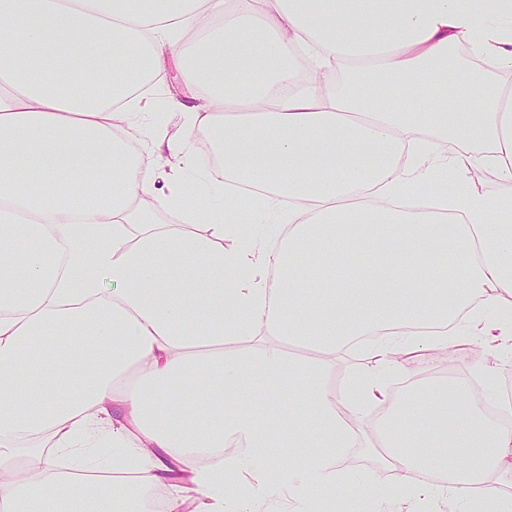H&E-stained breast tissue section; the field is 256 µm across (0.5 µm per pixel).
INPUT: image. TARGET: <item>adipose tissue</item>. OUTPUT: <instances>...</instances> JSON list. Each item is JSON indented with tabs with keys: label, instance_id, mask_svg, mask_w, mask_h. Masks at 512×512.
Here are the masks:
<instances>
[{
	"label": "adipose tissue",
	"instance_id": "obj_1",
	"mask_svg": "<svg viewBox=\"0 0 512 512\" xmlns=\"http://www.w3.org/2000/svg\"><path fill=\"white\" fill-rule=\"evenodd\" d=\"M194 38L174 140L146 127L147 87L161 47ZM462 40L483 68L451 57ZM492 70L512 72V0H0V512H144L159 486L167 512H258L270 469L317 512L357 429L287 342L373 337L358 406L417 347L512 342V196L474 181L512 183ZM200 130L211 181L255 189L278 245L188 183ZM257 379L283 388L251 399ZM404 427L383 435L404 477L388 498L512 512L511 402L490 420L443 392L416 448Z\"/></svg>",
	"mask_w": 512,
	"mask_h": 512
}]
</instances>
